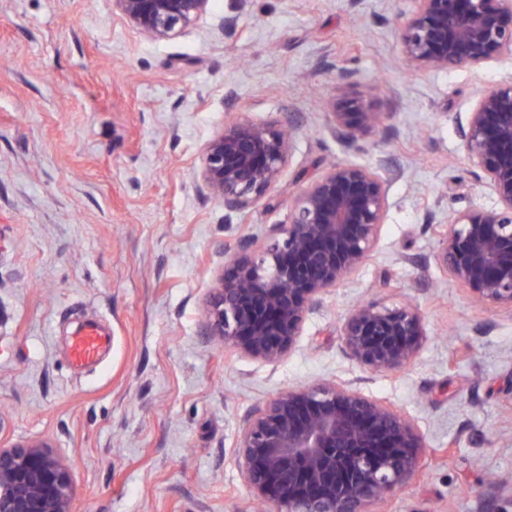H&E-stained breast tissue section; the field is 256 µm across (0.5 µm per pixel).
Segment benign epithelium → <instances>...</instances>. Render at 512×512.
<instances>
[{
    "label": "benign epithelium",
    "mask_w": 512,
    "mask_h": 512,
    "mask_svg": "<svg viewBox=\"0 0 512 512\" xmlns=\"http://www.w3.org/2000/svg\"><path fill=\"white\" fill-rule=\"evenodd\" d=\"M144 36L168 39L196 24L211 0H114ZM397 37L415 69L477 72L512 57V0H412ZM336 141L358 150L394 113L341 73L331 103ZM297 127L231 118L202 150L199 177L224 210L244 214L279 182ZM471 173L492 208L448 209L437 232L438 266L471 297L512 316V79L480 94L457 126ZM380 169L337 162L297 194L289 223L225 252L210 288L204 335L242 356L282 361L308 312L371 259L388 212ZM346 354L377 374H396L426 336L411 305L352 306L341 331ZM423 436L407 415L336 379L287 388L244 419L236 453L252 496L273 512H368L419 473ZM70 466L45 441L0 447V512H71Z\"/></svg>",
    "instance_id": "benign-epithelium-1"
}]
</instances>
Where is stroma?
<instances>
[{
  "label": "stroma",
  "instance_id": "stroma-1",
  "mask_svg": "<svg viewBox=\"0 0 512 512\" xmlns=\"http://www.w3.org/2000/svg\"><path fill=\"white\" fill-rule=\"evenodd\" d=\"M411 0H212L169 39L134 29L113 0H0V445L45 440L68 457L72 512H260L236 458L249 411L283 389L356 383L406 413L422 473L370 512H512V318L471 303L437 266L431 225L492 207L456 128L512 78L411 69L396 13ZM233 25H225V18ZM385 81V134L338 143L327 102L340 72ZM301 131L278 184L231 214L198 176L231 115ZM386 157L379 247L309 313L272 365L201 331L224 249L288 221L331 164ZM416 306L427 340L396 375L370 373L341 340L352 304ZM112 345L74 366L87 322Z\"/></svg>",
  "mask_w": 512,
  "mask_h": 512
}]
</instances>
